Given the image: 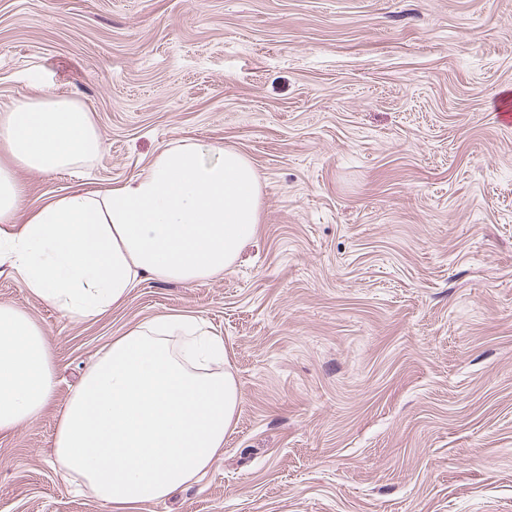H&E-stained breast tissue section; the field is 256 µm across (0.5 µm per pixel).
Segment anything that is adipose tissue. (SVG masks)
<instances>
[{"label": "adipose tissue", "instance_id": "1", "mask_svg": "<svg viewBox=\"0 0 512 512\" xmlns=\"http://www.w3.org/2000/svg\"><path fill=\"white\" fill-rule=\"evenodd\" d=\"M0 269L77 321L98 318L145 279L206 281L258 233L262 180L232 148L183 139L128 179L25 209L15 170L55 173L101 156L90 112L65 95L0 111ZM51 346L0 303V431L53 403ZM241 392L222 338L161 315L113 337L63 406L53 457L112 512H139L197 482L224 447Z\"/></svg>", "mask_w": 512, "mask_h": 512}]
</instances>
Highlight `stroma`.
<instances>
[{"instance_id": "1", "label": "stroma", "mask_w": 512, "mask_h": 512, "mask_svg": "<svg viewBox=\"0 0 512 512\" xmlns=\"http://www.w3.org/2000/svg\"><path fill=\"white\" fill-rule=\"evenodd\" d=\"M512 0H0V109L62 94L106 144L17 169L26 206L193 137L263 182L207 281L141 282L75 321L0 273L54 354L56 403L0 433V512H112L52 457L112 337L159 314L223 337L237 421L142 512H512Z\"/></svg>"}]
</instances>
